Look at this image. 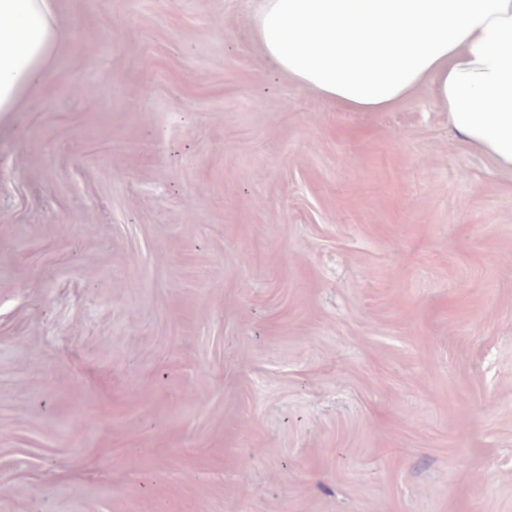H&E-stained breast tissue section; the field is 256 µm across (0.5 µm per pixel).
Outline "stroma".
<instances>
[{"label":"stroma","mask_w":512,"mask_h":512,"mask_svg":"<svg viewBox=\"0 0 512 512\" xmlns=\"http://www.w3.org/2000/svg\"><path fill=\"white\" fill-rule=\"evenodd\" d=\"M260 0H57L0 113V512H512V176L354 112Z\"/></svg>","instance_id":"stroma-1"}]
</instances>
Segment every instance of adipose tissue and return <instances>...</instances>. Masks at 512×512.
<instances>
[{"mask_svg": "<svg viewBox=\"0 0 512 512\" xmlns=\"http://www.w3.org/2000/svg\"><path fill=\"white\" fill-rule=\"evenodd\" d=\"M55 0H0V112L47 79ZM254 32L295 83L355 112L430 88L462 140L512 173V0H262Z\"/></svg>", "mask_w": 512, "mask_h": 512, "instance_id": "adipose-tissue-1", "label": "adipose tissue"}]
</instances>
